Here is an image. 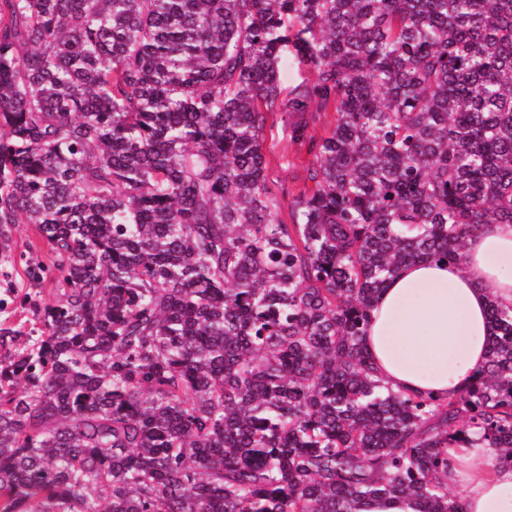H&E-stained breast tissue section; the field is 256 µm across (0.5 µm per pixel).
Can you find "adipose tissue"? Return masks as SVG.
<instances>
[{"instance_id": "adipose-tissue-1", "label": "adipose tissue", "mask_w": 512, "mask_h": 512, "mask_svg": "<svg viewBox=\"0 0 512 512\" xmlns=\"http://www.w3.org/2000/svg\"><path fill=\"white\" fill-rule=\"evenodd\" d=\"M512 307V224H486L461 261L404 264L374 301L363 344L376 376L394 391L456 397L487 363L490 305ZM500 449L448 450L447 482L462 512H512V468Z\"/></svg>"}]
</instances>
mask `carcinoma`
Wrapping results in <instances>:
<instances>
[{
	"mask_svg": "<svg viewBox=\"0 0 512 512\" xmlns=\"http://www.w3.org/2000/svg\"><path fill=\"white\" fill-rule=\"evenodd\" d=\"M314 104L286 223L266 128ZM17 224L53 300L0 328V512H462L449 446L512 466V308L448 400L363 345L401 265L512 224V0H0ZM356 512H420V509L410 498H378L361 505Z\"/></svg>",
	"mask_w": 512,
	"mask_h": 512,
	"instance_id": "cac0c4a2",
	"label": "carcinoma"
}]
</instances>
